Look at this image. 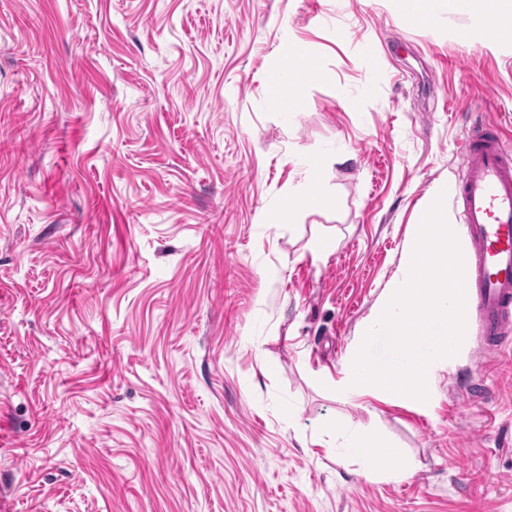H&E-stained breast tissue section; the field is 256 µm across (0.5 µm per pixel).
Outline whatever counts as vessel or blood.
<instances>
[{"instance_id": "b4317fda", "label": "vessel or blood", "mask_w": 512, "mask_h": 512, "mask_svg": "<svg viewBox=\"0 0 512 512\" xmlns=\"http://www.w3.org/2000/svg\"><path fill=\"white\" fill-rule=\"evenodd\" d=\"M466 173L454 195L470 253L464 298L481 348L512 351V145L494 130L471 129Z\"/></svg>"}]
</instances>
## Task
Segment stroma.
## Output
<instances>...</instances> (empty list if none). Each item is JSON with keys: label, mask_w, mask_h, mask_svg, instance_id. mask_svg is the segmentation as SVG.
<instances>
[{"label": "stroma", "mask_w": 512, "mask_h": 512, "mask_svg": "<svg viewBox=\"0 0 512 512\" xmlns=\"http://www.w3.org/2000/svg\"><path fill=\"white\" fill-rule=\"evenodd\" d=\"M287 42L317 64L295 112ZM475 125L512 141V37L461 9L0 0L7 512H512V353L465 338L424 401L343 388ZM309 156L331 204L275 223ZM334 419L413 477L342 461ZM316 62L303 50L295 45L285 44L281 49V64L265 76V81L271 91L270 105L274 108L290 111L303 99L304 82L297 80L295 90H292L296 81L294 76L303 77L316 75ZM325 427L333 430L335 434L348 433L351 457L361 464L362 472L366 477L382 480L405 479L411 477L416 471V465L412 462L398 470L382 469L380 461L393 452V447L381 441L371 430H350L345 422L335 420Z\"/></svg>", "instance_id": "obj_1"}]
</instances>
